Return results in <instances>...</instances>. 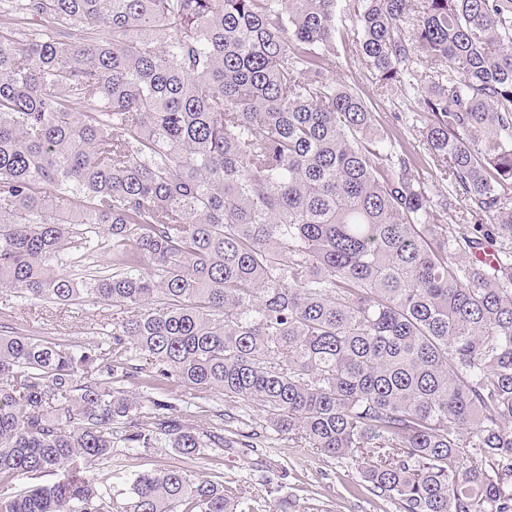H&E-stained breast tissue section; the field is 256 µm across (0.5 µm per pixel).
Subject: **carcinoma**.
<instances>
[{"instance_id": "1", "label": "carcinoma", "mask_w": 512, "mask_h": 512, "mask_svg": "<svg viewBox=\"0 0 512 512\" xmlns=\"http://www.w3.org/2000/svg\"><path fill=\"white\" fill-rule=\"evenodd\" d=\"M352 7L440 202L337 80V0H0V288L117 309L0 333V512H258L191 466L101 486L117 448L253 447L123 382L256 403L402 512H512V0Z\"/></svg>"}]
</instances>
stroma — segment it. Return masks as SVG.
<instances>
[{
	"label": "stroma",
	"mask_w": 512,
	"mask_h": 512,
	"mask_svg": "<svg viewBox=\"0 0 512 512\" xmlns=\"http://www.w3.org/2000/svg\"><path fill=\"white\" fill-rule=\"evenodd\" d=\"M335 50L338 80L362 91L384 127H391L399 119L405 125H415L414 113L407 110V91L398 89L388 97H380L353 42L337 40ZM112 313V307L89 302L70 306L47 301L30 303L0 291V326L68 344L92 342L95 326L110 322ZM153 397L180 400L191 424L200 430L210 429L213 413L219 409L252 424L258 434L256 447L225 449L219 461L208 464L207 470L221 474L268 505L284 498L289 512H401L396 501L374 496L366 490L363 477L351 459L325 458L296 447L269 426L265 413L256 404L230 403L216 391L199 392L181 387L154 392ZM182 463V457L159 442L151 448L114 453L112 458L99 463L94 475L117 495L128 492L134 473Z\"/></svg>",
	"instance_id": "stroma-1"
}]
</instances>
